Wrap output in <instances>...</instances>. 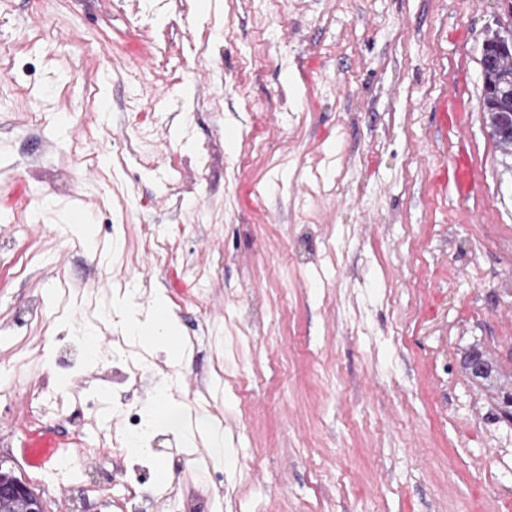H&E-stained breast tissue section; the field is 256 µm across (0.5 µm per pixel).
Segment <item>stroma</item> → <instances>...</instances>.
Segmentation results:
<instances>
[{
  "instance_id": "obj_1",
  "label": "stroma",
  "mask_w": 512,
  "mask_h": 512,
  "mask_svg": "<svg viewBox=\"0 0 512 512\" xmlns=\"http://www.w3.org/2000/svg\"><path fill=\"white\" fill-rule=\"evenodd\" d=\"M188 4L0 0V470L45 512H119L125 468L154 486L181 450L137 462L95 430L126 280L130 308L176 316L175 402L208 384L230 448L219 465L197 445L184 497L150 512L215 483L212 512H512V420L461 366L476 346L512 372V157L480 65L497 0ZM138 77L149 167L125 119ZM75 209L91 239L56 223ZM47 427L40 469L21 448Z\"/></svg>"
}]
</instances>
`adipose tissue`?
I'll use <instances>...</instances> for the list:
<instances>
[{
  "label": "adipose tissue",
  "mask_w": 512,
  "mask_h": 512,
  "mask_svg": "<svg viewBox=\"0 0 512 512\" xmlns=\"http://www.w3.org/2000/svg\"><path fill=\"white\" fill-rule=\"evenodd\" d=\"M126 337L144 350L165 353L169 359H176L180 353L178 346L179 325L161 299H154L146 308L126 315L122 325ZM150 419L162 421L177 427L183 442L195 447L197 442H205L216 463H223L227 450L224 446V432L220 426L203 414L194 420H186L182 410L172 405L165 388H158L146 407Z\"/></svg>",
  "instance_id": "ef3b65f1"
}]
</instances>
